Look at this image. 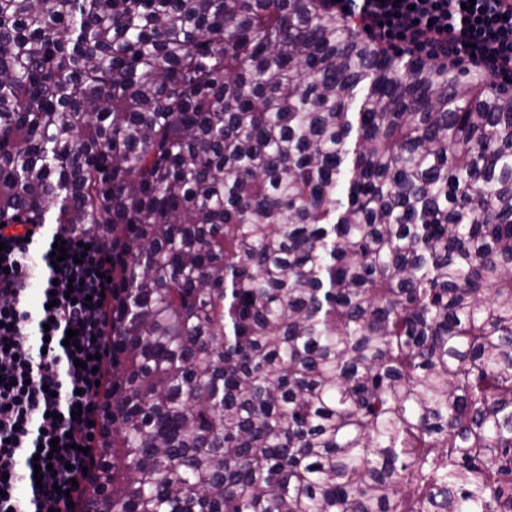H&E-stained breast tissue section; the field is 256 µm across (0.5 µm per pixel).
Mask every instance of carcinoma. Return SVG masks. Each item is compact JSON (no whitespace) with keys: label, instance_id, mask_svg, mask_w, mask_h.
Wrapping results in <instances>:
<instances>
[{"label":"carcinoma","instance_id":"cac0c4a2","mask_svg":"<svg viewBox=\"0 0 512 512\" xmlns=\"http://www.w3.org/2000/svg\"><path fill=\"white\" fill-rule=\"evenodd\" d=\"M112 253L83 512H512V89L324 0H0V224Z\"/></svg>","mask_w":512,"mask_h":512}]
</instances>
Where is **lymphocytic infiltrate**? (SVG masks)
<instances>
[{
	"instance_id": "lymphocytic-infiltrate-1",
	"label": "lymphocytic infiltrate",
	"mask_w": 512,
	"mask_h": 512,
	"mask_svg": "<svg viewBox=\"0 0 512 512\" xmlns=\"http://www.w3.org/2000/svg\"><path fill=\"white\" fill-rule=\"evenodd\" d=\"M384 48L512 82V0H327ZM67 256L52 265L56 241ZM0 512H79L94 467L91 426L112 362L108 250L64 226L0 225ZM42 271L29 300L32 262ZM48 325L46 351L30 346ZM74 337H67V330ZM42 480H35V466Z\"/></svg>"
}]
</instances>
